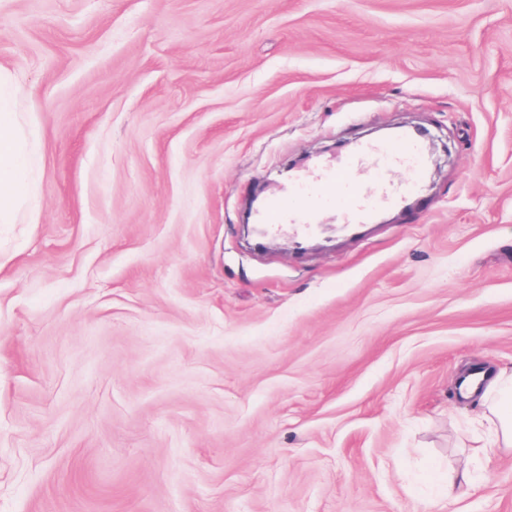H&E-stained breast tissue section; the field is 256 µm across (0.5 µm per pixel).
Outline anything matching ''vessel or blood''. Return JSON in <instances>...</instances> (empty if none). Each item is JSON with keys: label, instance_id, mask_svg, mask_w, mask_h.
<instances>
[{"label": "vessel or blood", "instance_id": "obj_1", "mask_svg": "<svg viewBox=\"0 0 512 512\" xmlns=\"http://www.w3.org/2000/svg\"><path fill=\"white\" fill-rule=\"evenodd\" d=\"M397 168L406 173L399 182L391 179ZM426 174L424 145L411 134L361 144L345 157L317 164L314 173L296 176L287 196L272 198L258 222L272 233L286 229L307 237L320 231V213L328 208L340 229L369 224L381 210L419 197Z\"/></svg>", "mask_w": 512, "mask_h": 512}]
</instances>
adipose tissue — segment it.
<instances>
[{"label":"adipose tissue","mask_w":512,"mask_h":512,"mask_svg":"<svg viewBox=\"0 0 512 512\" xmlns=\"http://www.w3.org/2000/svg\"><path fill=\"white\" fill-rule=\"evenodd\" d=\"M16 90L0 77V223H13L32 194L30 176L34 164L31 143L35 130L25 128L13 109ZM484 409L498 421V441L512 447V371L505 369L488 378L479 394Z\"/></svg>","instance_id":"obj_1"}]
</instances>
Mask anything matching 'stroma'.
<instances>
[{
  "label": "stroma",
  "mask_w": 512,
  "mask_h": 512,
  "mask_svg": "<svg viewBox=\"0 0 512 512\" xmlns=\"http://www.w3.org/2000/svg\"><path fill=\"white\" fill-rule=\"evenodd\" d=\"M36 128L0 224V512H512V0H0ZM409 125L416 203L251 244L291 170ZM484 390L473 389L465 391V395H477L481 406L498 420L499 437L498 443L503 448L512 447V371L500 369L498 373L488 378ZM485 381V382H486Z\"/></svg>",
  "instance_id": "35a3bbf8"
}]
</instances>
